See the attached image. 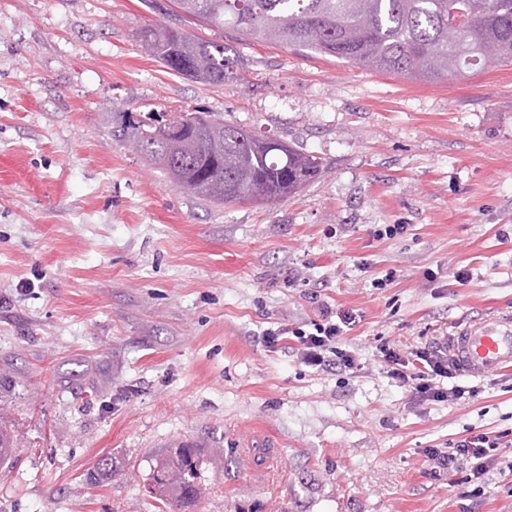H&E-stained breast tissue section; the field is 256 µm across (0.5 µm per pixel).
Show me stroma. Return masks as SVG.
Masks as SVG:
<instances>
[{"label": "stroma", "instance_id": "stroma-1", "mask_svg": "<svg viewBox=\"0 0 512 512\" xmlns=\"http://www.w3.org/2000/svg\"><path fill=\"white\" fill-rule=\"evenodd\" d=\"M173 21L147 0H0V428L18 444L0 512H159L151 468L184 442L203 483L185 512H512V370L417 404L380 353L512 316V66L411 82L191 23L235 59L210 86L141 48ZM195 110L328 171L273 208L217 205L112 134ZM324 307L353 317L357 368L267 351L266 329ZM482 433L499 446L481 479L433 470L426 449ZM107 454L118 474L91 482Z\"/></svg>", "mask_w": 512, "mask_h": 512}]
</instances>
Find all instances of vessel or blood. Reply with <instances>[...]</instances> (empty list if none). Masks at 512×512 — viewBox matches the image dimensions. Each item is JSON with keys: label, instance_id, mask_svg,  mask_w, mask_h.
<instances>
[{"label": "vessel or blood", "instance_id": "obj_1", "mask_svg": "<svg viewBox=\"0 0 512 512\" xmlns=\"http://www.w3.org/2000/svg\"><path fill=\"white\" fill-rule=\"evenodd\" d=\"M451 352L474 376L512 367V316H493L471 323L451 340Z\"/></svg>", "mask_w": 512, "mask_h": 512}]
</instances>
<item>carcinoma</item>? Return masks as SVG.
Returning <instances> with one entry per match:
<instances>
[{"label": "carcinoma", "instance_id": "cac0c4a2", "mask_svg": "<svg viewBox=\"0 0 512 512\" xmlns=\"http://www.w3.org/2000/svg\"><path fill=\"white\" fill-rule=\"evenodd\" d=\"M169 13L238 39L330 56L351 66L437 84L512 66V0H167ZM149 55L195 82L238 77L224 42L179 25H148ZM136 153L187 193L220 205L275 206L327 172L322 159L216 117L149 115L118 129ZM161 512L200 496L197 451L184 446L156 461L150 477Z\"/></svg>", "mask_w": 512, "mask_h": 512}]
</instances>
